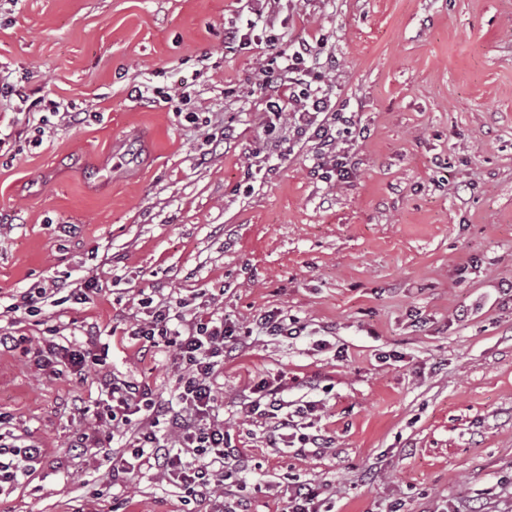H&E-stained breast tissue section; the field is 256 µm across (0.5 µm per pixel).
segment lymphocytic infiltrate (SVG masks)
I'll return each instance as SVG.
<instances>
[{
  "label": "lymphocytic infiltrate",
  "instance_id": "lymphocytic-infiltrate-1",
  "mask_svg": "<svg viewBox=\"0 0 512 512\" xmlns=\"http://www.w3.org/2000/svg\"><path fill=\"white\" fill-rule=\"evenodd\" d=\"M325 46L321 39L305 42L289 49L286 66L263 65L266 128L275 131L283 114L292 113L295 136L314 141L320 157L332 159L341 179L348 169L340 146L357 128L352 113L340 108L325 90V75L333 64ZM142 306L148 316L130 325L129 335L149 343L158 337L166 339L175 346L183 373L171 400L154 399L150 388L131 381L101 377L102 390L112 396L106 419L129 429L125 441L129 460L118 472L128 477L147 464L179 484L193 500L213 501L218 486L238 484L248 469L215 413L218 397L213 383L218 367L232 357L240 341L216 311L203 309L188 317L182 300L168 298L155 304L146 300ZM281 392L277 385L259 386L254 396L242 399V414L272 421L275 448L322 447L321 436L301 431L315 404L290 409Z\"/></svg>",
  "mask_w": 512,
  "mask_h": 512
}]
</instances>
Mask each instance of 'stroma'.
Segmentation results:
<instances>
[{"instance_id": "35a3bbf8", "label": "stroma", "mask_w": 512, "mask_h": 512, "mask_svg": "<svg viewBox=\"0 0 512 512\" xmlns=\"http://www.w3.org/2000/svg\"><path fill=\"white\" fill-rule=\"evenodd\" d=\"M250 19L281 50L326 39L366 130L345 181L288 125L265 136L270 49L224 43ZM3 85L26 97L0 96V329L22 340L0 410L42 453L0 512H186L156 469L116 481L118 452L73 445L102 374L177 386L173 348L124 334L144 293L305 327L216 373L250 512H284L295 477L334 512H512V0H0ZM53 338L102 364L50 375L29 353ZM263 379L316 404L328 447L273 450L236 404Z\"/></svg>"}]
</instances>
